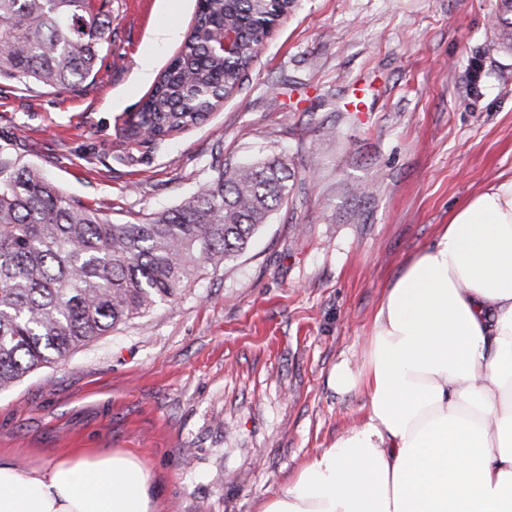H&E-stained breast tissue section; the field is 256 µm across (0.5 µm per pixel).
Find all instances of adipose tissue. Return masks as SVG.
<instances>
[{
  "mask_svg": "<svg viewBox=\"0 0 512 512\" xmlns=\"http://www.w3.org/2000/svg\"><path fill=\"white\" fill-rule=\"evenodd\" d=\"M337 393L368 416L261 512H512V177L473 196L402 269L363 367ZM154 473L87 448L20 468L0 458V512H159Z\"/></svg>",
  "mask_w": 512,
  "mask_h": 512,
  "instance_id": "1",
  "label": "adipose tissue"
}]
</instances>
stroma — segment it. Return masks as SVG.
<instances>
[{
	"instance_id": "stroma-1",
	"label": "stroma",
	"mask_w": 512,
	"mask_h": 512,
	"mask_svg": "<svg viewBox=\"0 0 512 512\" xmlns=\"http://www.w3.org/2000/svg\"><path fill=\"white\" fill-rule=\"evenodd\" d=\"M106 8L102 65L76 91L0 80V145L115 223L181 205L217 157L281 160L294 186L244 253L175 302L0 390V454L25 467L122 449L155 472L163 512H259L366 419L367 395L329 378L360 370L403 266L512 176L496 0H294L201 125L139 145L122 134L149 91L136 74L181 50L197 0ZM162 21L179 38L157 43Z\"/></svg>"
}]
</instances>
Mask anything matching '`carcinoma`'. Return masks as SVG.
<instances>
[{
  "label": "carcinoma",
  "mask_w": 512,
  "mask_h": 512,
  "mask_svg": "<svg viewBox=\"0 0 512 512\" xmlns=\"http://www.w3.org/2000/svg\"><path fill=\"white\" fill-rule=\"evenodd\" d=\"M97 0H0V77L76 89L102 62L110 19ZM271 0H198L182 50L140 109V132L163 139L203 121L242 82L254 38L273 22ZM241 25L242 57L212 51L214 23ZM490 50L512 53V0H497ZM213 175L180 206L115 224L66 194L14 147L0 145V388L178 298L243 252L288 200L278 160Z\"/></svg>",
  "instance_id": "1"
}]
</instances>
